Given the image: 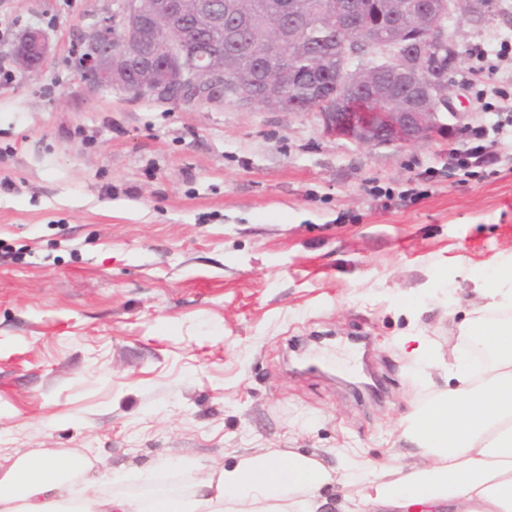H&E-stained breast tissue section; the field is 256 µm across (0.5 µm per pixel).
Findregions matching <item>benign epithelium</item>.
<instances>
[{"mask_svg":"<svg viewBox=\"0 0 512 512\" xmlns=\"http://www.w3.org/2000/svg\"><path fill=\"white\" fill-rule=\"evenodd\" d=\"M492 8L491 0H401L388 11L389 21L377 32L358 11L356 0H328L318 12L294 10L282 15L265 39V66L258 98L239 96L251 105L279 112H303L288 95V86L310 79L314 68L294 60L282 64L284 31L301 45L311 28L334 29L342 61L336 87L328 92L331 107L318 113L326 132L351 142L402 149L448 132L455 116L448 95V73L459 55L445 18L460 16L478 27ZM255 0H233L229 12L245 23ZM214 30L221 38L198 47V32ZM240 42L239 29L224 26V9L207 0H111L105 15L84 31L77 66L93 88L118 89L140 98L172 103L203 101L224 105V82L245 87L253 77L233 71L234 55L223 43ZM50 53L46 35L31 29L13 45L12 58L22 72L36 69ZM391 74L393 85L380 81ZM368 106L393 104L391 112H352V99Z\"/></svg>","mask_w":512,"mask_h":512,"instance_id":"1","label":"benign epithelium"}]
</instances>
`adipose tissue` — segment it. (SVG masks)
Wrapping results in <instances>:
<instances>
[{"instance_id":"adipose-tissue-1","label":"adipose tissue","mask_w":512,"mask_h":512,"mask_svg":"<svg viewBox=\"0 0 512 512\" xmlns=\"http://www.w3.org/2000/svg\"><path fill=\"white\" fill-rule=\"evenodd\" d=\"M475 291L483 303L463 334L486 361L477 372L459 369L457 387L428 397L410 418L403 435L416 449L412 464L377 472L349 460L338 478L316 457L269 452L198 471L187 493L133 496L98 493L87 459L62 462L43 448L0 456V512H318L322 490L338 481L387 512H512V273L476 282ZM83 475L84 494L63 498L64 485Z\"/></svg>"}]
</instances>
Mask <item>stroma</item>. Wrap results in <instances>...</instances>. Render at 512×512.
<instances>
[{
	"label": "stroma",
	"instance_id": "obj_1",
	"mask_svg": "<svg viewBox=\"0 0 512 512\" xmlns=\"http://www.w3.org/2000/svg\"><path fill=\"white\" fill-rule=\"evenodd\" d=\"M105 5L0 0L1 64L27 29L51 45L0 85V449L84 456L134 494L187 491L180 458L394 462L420 400L456 384L474 281L512 268V131L469 58L452 122L499 160L452 176L467 133L366 146L313 112L92 88L76 56ZM450 30L492 55L512 16Z\"/></svg>",
	"mask_w": 512,
	"mask_h": 512
}]
</instances>
